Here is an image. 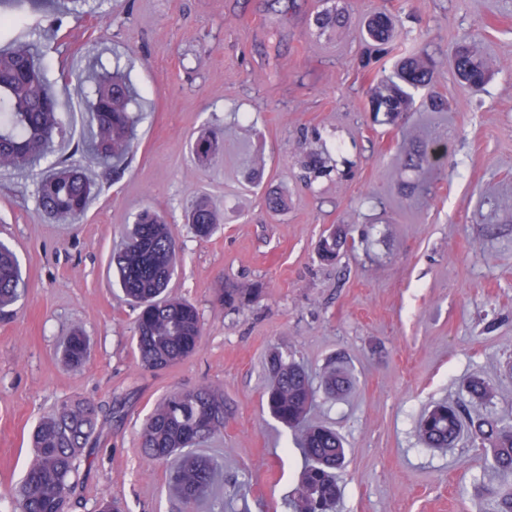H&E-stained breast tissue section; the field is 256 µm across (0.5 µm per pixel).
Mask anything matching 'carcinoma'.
I'll use <instances>...</instances> for the list:
<instances>
[{
  "label": "carcinoma",
  "instance_id": "obj_1",
  "mask_svg": "<svg viewBox=\"0 0 512 512\" xmlns=\"http://www.w3.org/2000/svg\"><path fill=\"white\" fill-rule=\"evenodd\" d=\"M319 29L347 26L346 10L334 7L313 17ZM39 29L27 25L21 14H0V37L11 46L0 50V170L33 169L55 150V138L62 135L63 113L58 98L36 65L33 39ZM400 42L395 17L385 11L370 14L361 33L359 68L371 71ZM455 77L472 92H480L489 80L475 48L459 46L451 56ZM436 71L429 55L412 50L388 73L370 79V112L376 122L397 126L412 111L415 93L435 84ZM133 98L123 76L115 71L103 76L92 90L88 109L89 161H121L133 151L131 113ZM220 150L214 135H203L192 145L202 163ZM447 156L442 142H420L405 154L403 166L417 180L402 188L423 189L425 172ZM300 178L308 185L324 174L319 153L309 151L300 162ZM98 192L95 181L84 168L61 165L43 173L38 185L40 208L59 220H74L87 210ZM194 235L210 237L219 218L203 200L187 215ZM346 242L343 230L333 228L320 241L319 255L333 261ZM177 241L169 224L155 211H141L125 244L112 254L111 264L127 300L140 313L135 327V345L140 364L148 370H161L188 358L195 350L201 324L197 309L173 299L167 288L175 273ZM20 262L12 248L0 242V313L18 302L24 294ZM261 288H224L219 300L231 307L259 297ZM64 359L73 366L87 358V341L82 333L70 336L64 346ZM271 384L267 408L271 416L290 429H299L298 448L307 461L295 496L292 512H336L341 495L337 473L345 463L346 450L336 431L307 422L318 388L331 395L346 391L351 383L342 369L331 366L315 386L300 365L280 355L270 362ZM100 410L87 401L63 402L39 421L32 434L34 453L20 489L18 512H54L70 502L75 489L77 460L99 426ZM224 432V388L205 385L173 393L160 400L150 414L141 435V448L153 463L167 466L169 482L183 504L190 505L213 484L214 463L195 453L198 443ZM420 441L428 448H453L464 436L478 438L488 445L490 469L512 475V420H483L469 417L465 404L440 401L421 418Z\"/></svg>",
  "mask_w": 512,
  "mask_h": 512
}]
</instances>
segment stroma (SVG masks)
<instances>
[{"instance_id":"1","label":"stroma","mask_w":512,"mask_h":512,"mask_svg":"<svg viewBox=\"0 0 512 512\" xmlns=\"http://www.w3.org/2000/svg\"><path fill=\"white\" fill-rule=\"evenodd\" d=\"M336 4L353 24L376 9L399 13L408 41L433 60L447 111L414 112L398 132L372 123L353 25L313 23ZM33 17L65 117L59 157L85 161L79 85L95 59L124 67L140 119L118 171L89 167L100 191L76 222L41 213L40 171H0V240L26 282L0 317V512L15 507L32 430L70 400L101 409L71 512H96L104 498L124 512H291L302 459L264 407L274 352L315 375L338 363L353 377L343 399L318 394L310 413L346 442L337 512H492L502 479L480 442L427 448L416 427L445 398L475 418L512 419V0H64ZM469 42L492 75L476 95L450 68ZM208 130L224 149L202 165L190 141ZM312 131L327 166H352L350 177L300 181ZM440 138L447 167L426 173L427 191L400 193L410 143ZM269 190L285 195V212H268ZM197 198L220 218L207 240L184 218ZM147 207L179 246L169 293L202 323L194 354L161 372L140 366L137 311L109 270ZM337 224L348 244L322 261L320 238ZM255 285L256 302L217 300L220 289ZM77 329L89 358L73 368L61 351ZM474 376L485 399L467 391ZM207 384L224 387V433L200 449L217 476L187 510L165 466L144 456L140 429L163 397Z\"/></svg>"}]
</instances>
